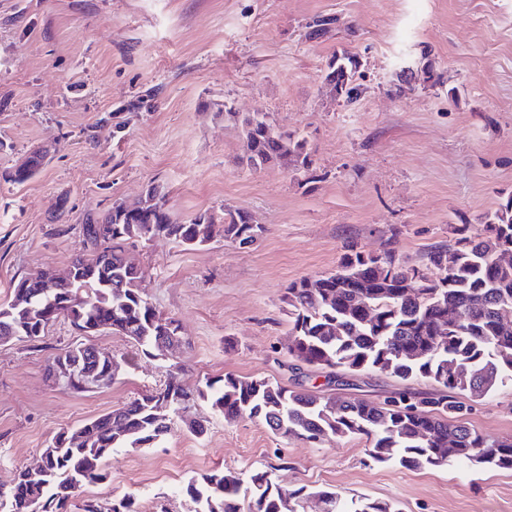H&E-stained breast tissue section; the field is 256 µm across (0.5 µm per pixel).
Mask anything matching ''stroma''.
Masks as SVG:
<instances>
[{"label":"stroma","mask_w":512,"mask_h":512,"mask_svg":"<svg viewBox=\"0 0 512 512\" xmlns=\"http://www.w3.org/2000/svg\"><path fill=\"white\" fill-rule=\"evenodd\" d=\"M322 15L335 17L331 33L306 39ZM344 50L361 62L351 105L325 81ZM405 66L411 85L399 93ZM150 87L154 109L127 111ZM226 106L303 134L310 170L292 159L250 168ZM44 145L51 159L33 179H2ZM151 183L178 219L239 209L266 232L247 248L219 238L196 249L130 245L149 300L189 342L172 361L97 334L91 343L133 364L109 386L76 392L47 379L53 358L80 341L68 322L39 344L0 345V486L37 465L61 431L165 383L173 361L190 386L230 372L378 403L405 385L430 391L427 379L381 372L341 387L297 364L281 297L334 271L349 242L377 253L393 236L402 261L422 264L451 225L482 231L512 196V0H0V303L20 278L67 270L84 214L134 201ZM205 415L199 438L185 422ZM465 418L488 438L512 437V382L469 402ZM366 448L359 437L315 447L198 400L156 447L115 450L82 496L187 512L190 478L266 470L284 488H330L399 512H512V470L406 469L373 462Z\"/></svg>","instance_id":"1"}]
</instances>
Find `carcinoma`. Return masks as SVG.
<instances>
[{
	"label": "carcinoma",
	"instance_id": "1",
	"mask_svg": "<svg viewBox=\"0 0 512 512\" xmlns=\"http://www.w3.org/2000/svg\"><path fill=\"white\" fill-rule=\"evenodd\" d=\"M336 19L318 16L306 37L326 35ZM358 57L344 50L329 63L326 79L337 96L354 103L359 95ZM150 89L127 105L131 112L154 107ZM248 165L261 169L290 154L308 171L307 140L276 128L268 114L254 112L242 120ZM49 151L25 159V169L5 172L7 181H30ZM82 249L69 264L73 278L47 288L39 278H22L23 298L0 304V343L16 331L40 342L52 315H63L74 329L131 338L146 354L164 355L184 345L179 322L162 317L145 294V270L125 245L155 238L195 249L213 239L243 244L265 232L243 211L224 216L199 214L181 222L167 206L166 194L151 184L132 204L112 203L102 215L87 213L77 224ZM452 238L430 246L426 262L409 266L397 255L391 236L384 258L344 247L336 272L288 285L282 302L291 318L288 354L297 362L344 376L389 372L407 381L422 377L435 393L403 391L382 403L346 399L334 393L288 387L261 378L226 373L192 389L176 378L140 398L58 434L44 449L52 475L35 477L24 470L0 492V512H69L73 493L102 478L117 448H148L171 430L174 417L194 400L206 402L224 417H247L273 433L317 444L327 437H364L369 457L407 469L466 464L473 468L512 470V437L486 438L463 422V402L456 395L481 400L512 381V197L488 218L483 232L451 225ZM110 380L106 360L76 344L53 358L50 371L62 367ZM182 493L189 512H300L315 498L322 512H396L389 502L359 507L328 489L305 492L275 485L268 472L243 479L221 471L190 479ZM79 512H136L134 500L86 499Z\"/></svg>",
	"mask_w": 512,
	"mask_h": 512
}]
</instances>
